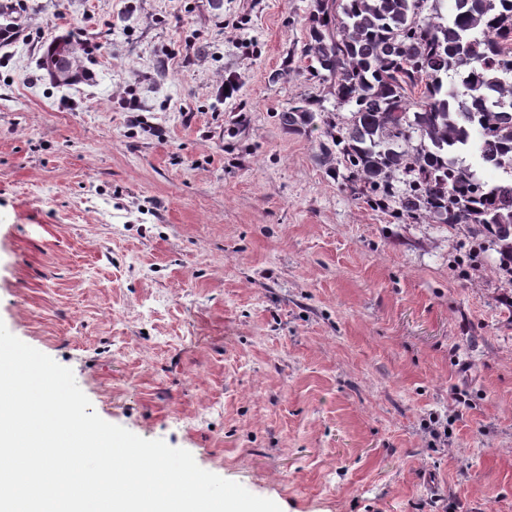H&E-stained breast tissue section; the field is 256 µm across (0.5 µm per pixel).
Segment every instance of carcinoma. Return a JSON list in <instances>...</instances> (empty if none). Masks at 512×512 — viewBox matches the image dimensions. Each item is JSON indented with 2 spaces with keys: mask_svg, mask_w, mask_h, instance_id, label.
Masks as SVG:
<instances>
[{
  "mask_svg": "<svg viewBox=\"0 0 512 512\" xmlns=\"http://www.w3.org/2000/svg\"><path fill=\"white\" fill-rule=\"evenodd\" d=\"M432 5H427V2ZM313 0L309 75L354 106L348 122L304 101L281 113L290 132L323 128L319 157L378 205L408 219L462 225L512 270V0ZM83 48L55 38L40 66L58 87L87 70ZM456 80L448 82V73ZM504 173L482 182L459 156Z\"/></svg>",
  "mask_w": 512,
  "mask_h": 512,
  "instance_id": "1",
  "label": "carcinoma"
}]
</instances>
